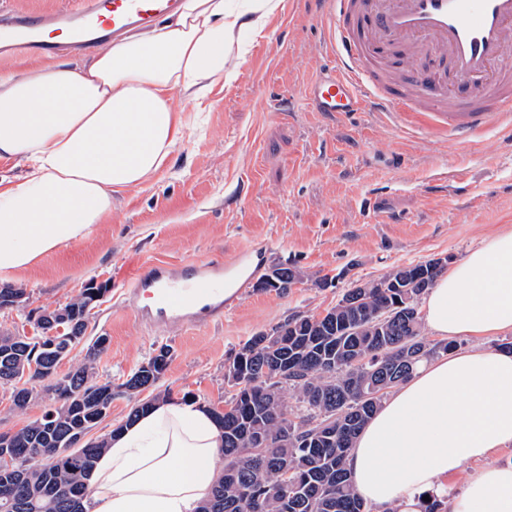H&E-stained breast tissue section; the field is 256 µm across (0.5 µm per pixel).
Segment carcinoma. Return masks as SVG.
<instances>
[{
	"mask_svg": "<svg viewBox=\"0 0 512 512\" xmlns=\"http://www.w3.org/2000/svg\"><path fill=\"white\" fill-rule=\"evenodd\" d=\"M443 267L428 260L397 266L382 278L349 289L325 315H298L269 332L252 336L224 366V381L254 384L251 399L232 391L215 419L224 432V475L198 512H367L356 494L345 459L353 440L382 406L390 391L408 380L417 365L455 347L422 336L418 300ZM269 276L284 293L304 273L275 265ZM84 288L62 306L69 322L55 342L28 341L0 330V384L43 382L60 355L88 341L84 361L44 385L60 394L52 419L40 417L13 431L0 447V512H83L87 479L108 447L110 434L73 447V437L97 428L102 409L112 403V381L97 378L95 364L107 350L106 336L87 338L86 309L94 291ZM170 360L161 348L120 384L137 398L125 423L160 401L172 399L157 388ZM153 392L145 399L139 395ZM335 419L336 434L322 437L319 425ZM266 441L259 452L254 435Z\"/></svg>",
	"mask_w": 512,
	"mask_h": 512,
	"instance_id": "obj_1",
	"label": "carcinoma"
}]
</instances>
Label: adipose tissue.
Instances as JSON below:
<instances>
[{
    "label": "adipose tissue",
    "instance_id": "ef3b65f1",
    "mask_svg": "<svg viewBox=\"0 0 512 512\" xmlns=\"http://www.w3.org/2000/svg\"><path fill=\"white\" fill-rule=\"evenodd\" d=\"M280 0H186L173 21L108 43L83 63L0 72V274L90 238L114 193L165 167L198 102L224 78L236 33L259 29ZM426 327L473 344L419 364L369 420L346 466L372 512H422L466 472L453 512H512V353L478 339L512 331V229L442 273L422 305ZM220 432L206 408L167 401L112 436L85 512H197L221 474Z\"/></svg>",
    "mask_w": 512,
    "mask_h": 512
}]
</instances>
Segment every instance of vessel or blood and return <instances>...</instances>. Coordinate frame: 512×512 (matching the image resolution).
Returning a JSON list of instances; mask_svg holds the SVG:
<instances>
[{
  "instance_id": "1",
  "label": "vessel or blood",
  "mask_w": 512,
  "mask_h": 512,
  "mask_svg": "<svg viewBox=\"0 0 512 512\" xmlns=\"http://www.w3.org/2000/svg\"><path fill=\"white\" fill-rule=\"evenodd\" d=\"M332 67L305 89L317 112H386L468 143L512 115V0H324ZM181 0H80L78 9L0 10V58L91 50L176 13ZM54 39H45V32ZM252 254L140 267L123 308L146 325L224 314V276ZM153 297L145 305L143 297Z\"/></svg>"
}]
</instances>
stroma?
Returning <instances> with one entry per match:
<instances>
[{
    "instance_id": "1",
    "label": "stroma",
    "mask_w": 512,
    "mask_h": 512,
    "mask_svg": "<svg viewBox=\"0 0 512 512\" xmlns=\"http://www.w3.org/2000/svg\"><path fill=\"white\" fill-rule=\"evenodd\" d=\"M322 0H282L201 104L203 129L187 132L144 189L112 197L96 233L0 284L31 306H61L89 281L107 284L87 333L109 338L95 365L111 380L104 435L134 404L121 383L163 345L162 386L174 399L223 404L224 365L253 335L296 315L334 307L354 285L409 262H460L485 237L512 228V125L469 144L412 132L382 112L311 111L306 86L331 59ZM254 247L261 262L225 309L200 328L144 327L120 310L140 265L179 263ZM303 279L281 294L261 288L272 265ZM333 277L318 287L314 274Z\"/></svg>"
}]
</instances>
